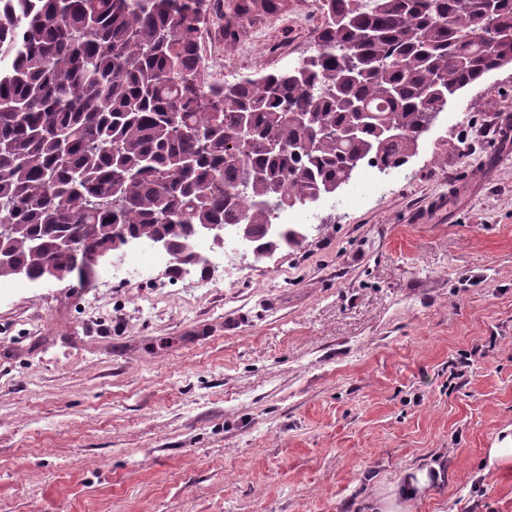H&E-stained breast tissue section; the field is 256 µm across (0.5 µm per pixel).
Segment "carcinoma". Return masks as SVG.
<instances>
[{
    "instance_id": "obj_1",
    "label": "carcinoma",
    "mask_w": 512,
    "mask_h": 512,
    "mask_svg": "<svg viewBox=\"0 0 512 512\" xmlns=\"http://www.w3.org/2000/svg\"><path fill=\"white\" fill-rule=\"evenodd\" d=\"M284 0H242L239 15ZM211 0H0V224L9 265L72 267L58 237L112 227L180 264L204 224H234L259 260L300 243L280 210L399 168L432 113L512 65V0H320L314 52L206 83ZM496 31V40L485 34Z\"/></svg>"
}]
</instances>
